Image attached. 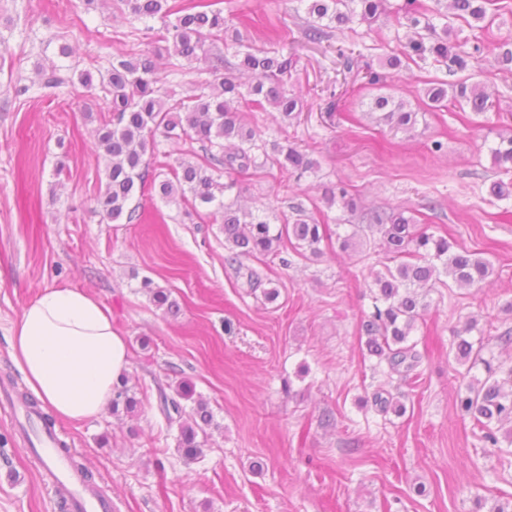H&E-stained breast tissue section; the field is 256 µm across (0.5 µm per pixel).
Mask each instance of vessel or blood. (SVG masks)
Here are the masks:
<instances>
[{"instance_id": "1", "label": "vessel or blood", "mask_w": 512, "mask_h": 512, "mask_svg": "<svg viewBox=\"0 0 512 512\" xmlns=\"http://www.w3.org/2000/svg\"><path fill=\"white\" fill-rule=\"evenodd\" d=\"M57 438L56 430H40L36 449L42 465L41 474L55 496L65 497L69 512H110L109 499L76 475L67 455L58 447Z\"/></svg>"}]
</instances>
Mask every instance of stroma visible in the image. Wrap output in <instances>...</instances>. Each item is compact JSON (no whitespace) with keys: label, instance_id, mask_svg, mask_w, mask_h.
Returning a JSON list of instances; mask_svg holds the SVG:
<instances>
[{"label":"stroma","instance_id":"stroma-1","mask_svg":"<svg viewBox=\"0 0 512 512\" xmlns=\"http://www.w3.org/2000/svg\"><path fill=\"white\" fill-rule=\"evenodd\" d=\"M293 0H230L233 13L271 16L294 37L297 65L287 88L300 98L294 124L250 113L264 141L313 151L316 173L285 182L267 167L238 175L241 199L281 223L293 202L324 218L329 231L350 215L326 207L324 187L345 182L359 209L400 207L435 233L482 253L492 284L433 288L410 339L422 354L409 385L368 354L357 334L373 309L377 253L342 251L323 242L313 260L288 249L282 258L229 260L222 224L187 215L150 194L144 219L102 220L95 199L105 188V161L93 140L106 107L103 91L77 83L86 69L106 70L132 41L133 21L110 0H0V379L27 391L10 353L12 328L45 288L95 296L130 349L126 371L142 400L137 416L104 411L59 437L94 473L112 512H512V466H501L469 422L454 410L461 364L449 356L452 331L470 318L471 339L501 365L496 341L512 329V200L488 193L501 179L490 149L512 131V71L493 55L471 60L468 74L494 107L476 114L437 110L422 99L445 67L412 63L394 72L386 93L419 112L413 130L393 131L368 115L373 94L362 78L400 53L406 30L394 16L357 25L339 41L307 42V16ZM73 53L63 58L60 43ZM354 50L357 70L344 73L337 43ZM63 65L69 83L34 86L40 67ZM341 108L329 112L332 98ZM441 141L434 154L430 146ZM65 169H58V161ZM262 279L251 286L249 271ZM150 278L180 305L163 315L140 287ZM279 291L266 300L265 290ZM187 383L192 410L205 400L216 421L200 459L176 448L177 427L158 409L159 393ZM377 392L398 411L380 413ZM24 420L0 411V512H60L29 450Z\"/></svg>","mask_w":512,"mask_h":512}]
</instances>
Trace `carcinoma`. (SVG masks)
Returning <instances> with one entry per match:
<instances>
[{
  "label": "carcinoma",
  "mask_w": 512,
  "mask_h": 512,
  "mask_svg": "<svg viewBox=\"0 0 512 512\" xmlns=\"http://www.w3.org/2000/svg\"><path fill=\"white\" fill-rule=\"evenodd\" d=\"M299 2L313 18L305 29V38L313 44L330 40L333 33L343 32L356 20L370 25L388 12V0ZM112 9L143 23L144 38L169 43L168 68L176 70L183 61L196 64L208 71L210 79L172 103L161 93L160 65L144 49L117 55L97 80L89 71L81 74L83 88L91 92L99 87L109 96L108 115L95 128L97 148L106 160L105 189L96 197L103 218L114 221L124 216L130 223L141 220L133 201L150 188L168 203L188 204L196 212L202 208L206 215L220 217L224 246L232 262L277 255L289 244L313 257L321 256V244L328 238L326 225L309 215L303 203L291 204V216L284 217L283 224L274 229L267 216L239 208L235 197L227 199L237 185L232 175L267 162L298 180L319 167L317 160L290 142L274 144L272 151H267L265 142L239 112L241 107L264 112L271 108L288 121L301 115L298 98L285 89L294 68L293 56L282 51L289 41L288 27L273 26L266 47L248 46L236 63L226 67L220 48L227 24L223 0H112ZM509 10L512 5L507 0H403L394 14L412 35L407 37L402 56L391 58L387 66L396 68L404 59L415 63L431 56L447 68L448 75L455 76L468 70L471 59L485 53L494 55L503 66H512V42L480 36L475 38L472 51L459 52L451 43L453 28L448 26L452 17L486 32L492 14ZM437 18L442 25L434 23ZM153 21L160 22V27L151 25ZM425 97L431 108L468 107L483 113L492 107L480 85L465 78L453 83L430 81ZM369 115L376 123L397 129L410 130L417 123V112L391 94L375 95ZM159 135L200 144L199 161L178 158L167 162L169 176L148 180L149 158L156 154ZM259 154L264 157L260 164ZM492 156L499 170L512 172V134L499 136ZM323 200L329 208L337 205L350 212L357 208L341 184L326 189ZM367 228L378 235L384 258L400 263L385 266L377 275L373 311L360 319L359 337L365 339L369 354L385 360L391 372L406 378L422 360L409 336L425 311L431 288L443 283V275L459 287L481 288L491 281L494 267L479 253L458 248L446 236L430 231V226L419 224L415 215L403 209L373 215ZM141 288L163 313L179 311L171 292L153 285L151 279H143ZM473 328L470 320L454 331L455 359L470 363L472 368L483 365L486 376L458 388L455 412L472 423L486 447L499 448L504 442L512 446V368L505 376H498L501 369L482 356L483 344L464 338ZM138 404L127 379L121 378L113 389L112 412L131 414ZM159 407L168 425L178 424V450L188 459L198 458L214 421L207 402L197 400L187 415L180 402L162 392Z\"/></svg>",
  "instance_id": "carcinoma-1"
}]
</instances>
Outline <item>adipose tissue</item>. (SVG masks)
<instances>
[{
  "label": "adipose tissue",
  "mask_w": 512,
  "mask_h": 512,
  "mask_svg": "<svg viewBox=\"0 0 512 512\" xmlns=\"http://www.w3.org/2000/svg\"><path fill=\"white\" fill-rule=\"evenodd\" d=\"M11 355L31 390L59 418L101 414L129 366L126 336L111 310L71 287H48L23 310L11 335Z\"/></svg>",
  "instance_id": "1"
}]
</instances>
